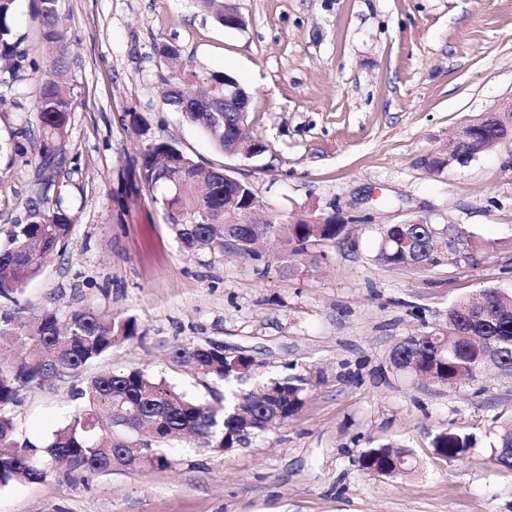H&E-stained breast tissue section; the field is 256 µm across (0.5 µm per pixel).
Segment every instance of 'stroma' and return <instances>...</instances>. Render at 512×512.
Wrapping results in <instances>:
<instances>
[{
  "label": "stroma",
  "instance_id": "35a3bbf8",
  "mask_svg": "<svg viewBox=\"0 0 512 512\" xmlns=\"http://www.w3.org/2000/svg\"><path fill=\"white\" fill-rule=\"evenodd\" d=\"M227 28L197 0H60L72 42L64 78L74 105L57 175L73 226L25 287L24 317L45 306L135 318L139 336L44 388L24 390L17 417L33 438L61 426L88 379L142 368L187 393L208 390L172 357L174 345L216 340L257 360L255 382L307 378L302 408L231 450L170 445L167 469L115 470L0 487V512H512V470L491 432L512 418V374L420 388L390 353L404 337L445 327L457 300L512 293V149L429 171L422 156L512 95V0H232ZM39 0H14L29 58L46 45ZM233 77L251 98V158L225 153L163 105L167 63ZM37 79L21 73L0 106V137L34 132ZM159 141L248 181L276 223L349 220L323 257H289L262 242L185 254L140 178ZM25 158H0V229L36 186ZM408 219L465 228L471 259L429 268L375 260L380 227ZM472 436L463 459L432 448L436 430ZM395 443L415 466L399 479L365 474L367 448Z\"/></svg>",
  "mask_w": 512,
  "mask_h": 512
}]
</instances>
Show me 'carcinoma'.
Masks as SVG:
<instances>
[{"label": "carcinoma", "mask_w": 512, "mask_h": 512, "mask_svg": "<svg viewBox=\"0 0 512 512\" xmlns=\"http://www.w3.org/2000/svg\"><path fill=\"white\" fill-rule=\"evenodd\" d=\"M0 0V59L12 61L0 75V105L12 92L19 78L21 62L27 58L14 38L12 5ZM39 15L47 43L42 63H30L37 74L39 97L34 105L38 138L0 142V153L31 155L35 165L38 206L26 208L0 239V300L14 306V313L0 318V341L23 338L28 355L11 359L0 353V486L12 481L40 483L64 471L70 477L85 473L137 468L163 469L173 464L166 445L178 436H188L203 450L238 448L255 434L276 422L285 421L303 404L307 379L288 375L274 379L242 403L233 391L246 383L248 351L224 352V344L181 343L172 349L177 362L186 365L216 393L222 385L229 390L224 412L217 413L208 403L187 396L164 379L138 368L112 371L92 377L74 398L80 401L66 423L42 438H31L23 431L13 407L20 392L42 387L55 377L84 367L112 350L122 341L139 335L135 318L104 317L93 308L65 315L45 307L32 319L21 316L20 296L25 285L37 277L43 259L66 246L72 224L68 214L53 204V174L66 165L61 141L66 134L71 99L61 93L58 78L69 68L70 49L66 18L60 0H39ZM193 81L204 89L223 90L224 74L185 68L181 77L166 90L164 104L201 127L215 145L225 152H237L234 140L224 137V125L213 113L201 112L182 103L177 85ZM141 177L149 187L162 189L153 198L165 213L177 238L187 252L204 249L224 250L231 246L249 252L261 238H273L294 256H305L314 248L338 244L345 239L343 224H233L224 227V182L220 169L196 161L172 142H154L141 155ZM448 232L443 224H417L381 227L375 260L391 267H404L414 261L423 267L448 262V249H438L434 237ZM491 344L499 355L500 368L512 374V293L488 288L477 297H468L448 309V329L410 336L392 350L394 363H409V374L421 383L458 384L477 381L480 363L477 349ZM436 455L446 460L462 458L472 447L470 436L445 428L432 440ZM393 445L382 444L364 450L359 465L365 473L384 467L394 477L412 468L410 454L397 450L398 462L389 463ZM512 448V421L494 432L491 445L496 463L512 469V462L500 455Z\"/></svg>", "instance_id": "1"}]
</instances>
